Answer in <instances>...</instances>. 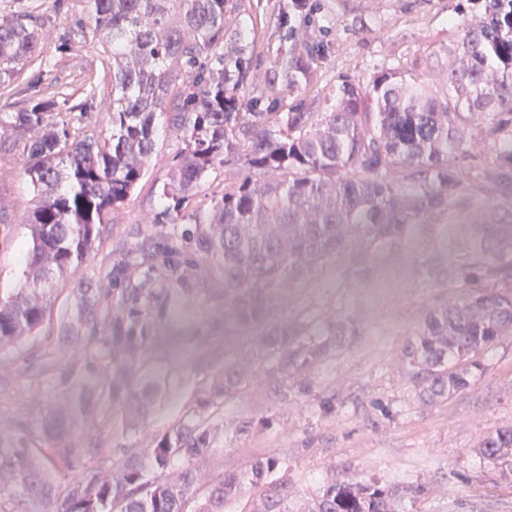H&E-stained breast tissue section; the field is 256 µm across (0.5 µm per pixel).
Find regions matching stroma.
I'll return each instance as SVG.
<instances>
[{"instance_id":"obj_1","label":"stroma","mask_w":512,"mask_h":512,"mask_svg":"<svg viewBox=\"0 0 512 512\" xmlns=\"http://www.w3.org/2000/svg\"><path fill=\"white\" fill-rule=\"evenodd\" d=\"M284 3L240 0L229 19L254 44L249 95L265 93L269 62L285 43L277 21ZM473 11L470 0H307L293 24L319 44L321 56L304 96L278 86L280 110L300 99L317 106L344 74L366 81L383 68L425 63L431 51L455 45L462 13ZM22 12L42 21L43 41L18 87L32 85L54 98L59 120L71 121L73 108L83 105L88 125L106 124L112 64L101 45L81 31L88 21L87 0H0V19ZM18 87H0V112L21 107ZM90 87L96 92L91 101ZM180 148L166 124H159L155 165L130 199L112 211L79 277H104L143 235L154 233L151 220L163 208L162 185ZM31 198L19 165L1 160L0 206L17 225L16 240L25 235L19 223ZM360 263L368 270L358 277L352 268ZM464 264V250L448 245L447 225L423 224L395 249L371 254L355 244L305 283H282L265 325L235 330L225 327L223 283L210 281L208 292L181 299L178 316L166 310L152 315L144 355L163 388L152 415H131L119 398L107 414L92 410L76 430L79 452L54 470V478L66 485L91 471H119L127 453H145L179 423L203 383L230 363L244 382L213 415L216 448L193 462L200 482L275 457L276 476L294 488L290 512H309L323 486L347 476L397 489L407 497V512H512V477L491 469L477 449L484 436L512 427V335L482 353L469 388L438 404H421L400 362L425 313L460 300ZM452 270L458 282H449ZM54 297L39 337L0 352V449L10 450L14 436L24 431L37 458L45 413L67 393L62 370L77 367L90 382L106 373L83 344H60L59 325L72 309L73 295L62 286ZM298 323L312 340L332 337L345 326L355 330L309 369L303 392L277 388L258 348L266 327ZM47 353L54 355L56 368L45 373L40 363Z\"/></svg>"}]
</instances>
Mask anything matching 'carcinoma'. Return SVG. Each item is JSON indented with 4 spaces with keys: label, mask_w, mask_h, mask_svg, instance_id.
<instances>
[{
    "label": "carcinoma",
    "mask_w": 512,
    "mask_h": 512,
    "mask_svg": "<svg viewBox=\"0 0 512 512\" xmlns=\"http://www.w3.org/2000/svg\"><path fill=\"white\" fill-rule=\"evenodd\" d=\"M477 14L460 20V37L438 62L439 80L413 68H390L366 82L345 77L317 110L299 102L285 112H260L246 95L251 46L228 22L237 0H88L84 31L108 49L112 99L101 129L72 128L54 119L55 102L35 94L17 112L0 113V160L20 161L33 189L23 214L26 238L16 288L0 289V350L37 336L53 305L55 287L70 277L100 242L112 210L133 195L156 156L157 121L182 148L174 157L154 224H191L195 256L182 266L173 247L144 236L105 281L72 287L75 307L67 336L90 346L112 321L119 334L106 353L108 371L94 385L70 380L64 403L42 430L54 460H67L74 425L91 403L121 393L146 416L162 395L154 381L128 378L143 356L148 318L156 308L224 283L227 318L254 326L268 315L284 280L305 281L352 239L374 251L391 247L421 224H461L477 207L483 228L464 245L472 268L459 303L427 313L402 357L422 403L444 401L465 389L477 357L512 332V0H470ZM288 49L274 54L269 92L281 83L305 93L314 81L317 51L288 28ZM32 16L0 21V86L14 83L40 55ZM490 150L494 178L487 194L465 183L453 159L472 139ZM218 167L238 170L203 210L192 206L199 187ZM166 263L175 288H154L150 274ZM124 284L117 312L109 298ZM297 324L259 339L277 382L302 375L328 343L291 344ZM243 378L231 364L216 372L185 421L142 456H129L117 475L102 471L63 487L29 453L28 437L0 455V512H227L245 486L256 492L249 512H289L291 485L272 474L278 462L258 460L201 486L189 465L211 450L205 414L236 393ZM481 456L512 474V428L485 436ZM187 462L176 478H147V463L164 470ZM402 496L371 479L332 482L309 512H401Z\"/></svg>",
    "instance_id": "obj_1"
}]
</instances>
